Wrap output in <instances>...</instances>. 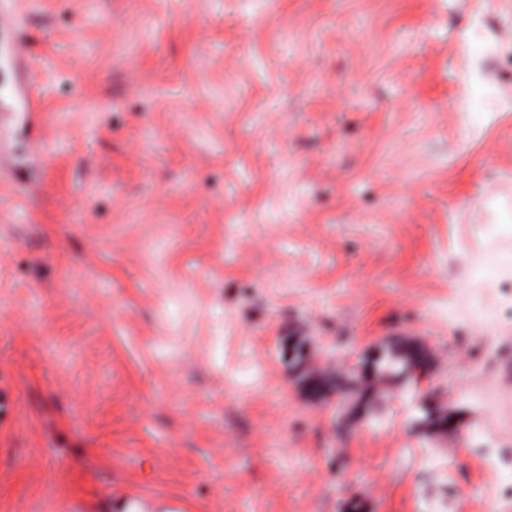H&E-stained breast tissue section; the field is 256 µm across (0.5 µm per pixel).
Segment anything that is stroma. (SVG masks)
Instances as JSON below:
<instances>
[{
    "instance_id": "obj_1",
    "label": "stroma",
    "mask_w": 512,
    "mask_h": 512,
    "mask_svg": "<svg viewBox=\"0 0 512 512\" xmlns=\"http://www.w3.org/2000/svg\"><path fill=\"white\" fill-rule=\"evenodd\" d=\"M12 18L0 512H512V0ZM398 338L455 447L400 380L361 418L288 366ZM415 398L419 399L418 409L423 414V416L418 419V424L424 425L429 417L428 411L421 403V395L419 392H415ZM427 404L430 408V417L427 422L428 429L439 437L448 438V435L454 433L459 427L457 416L450 410L437 409L436 406L438 402L433 399L429 400L427 398Z\"/></svg>"
}]
</instances>
